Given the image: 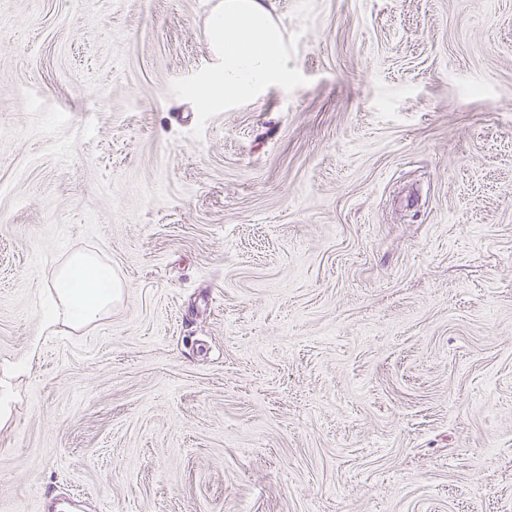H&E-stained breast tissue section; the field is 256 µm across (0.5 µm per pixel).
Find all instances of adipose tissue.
<instances>
[{"instance_id":"ef3b65f1","label":"adipose tissue","mask_w":512,"mask_h":512,"mask_svg":"<svg viewBox=\"0 0 512 512\" xmlns=\"http://www.w3.org/2000/svg\"><path fill=\"white\" fill-rule=\"evenodd\" d=\"M273 11L274 0H224L212 24V39L222 62L205 86L209 100L250 99L268 86L292 83L288 45ZM53 288L62 314L46 319L48 329L60 319L74 328L93 324L118 296L108 270L93 254L74 255L59 272Z\"/></svg>"}]
</instances>
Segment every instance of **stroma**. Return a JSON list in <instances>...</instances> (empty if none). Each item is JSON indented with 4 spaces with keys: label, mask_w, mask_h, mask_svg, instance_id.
Masks as SVG:
<instances>
[{
    "label": "stroma",
    "mask_w": 512,
    "mask_h": 512,
    "mask_svg": "<svg viewBox=\"0 0 512 512\" xmlns=\"http://www.w3.org/2000/svg\"><path fill=\"white\" fill-rule=\"evenodd\" d=\"M274 5L227 106L210 0H0V512H512V0ZM53 288L62 318L73 328L98 321L119 295L109 271L94 254L74 255L59 272Z\"/></svg>",
    "instance_id": "1"
}]
</instances>
